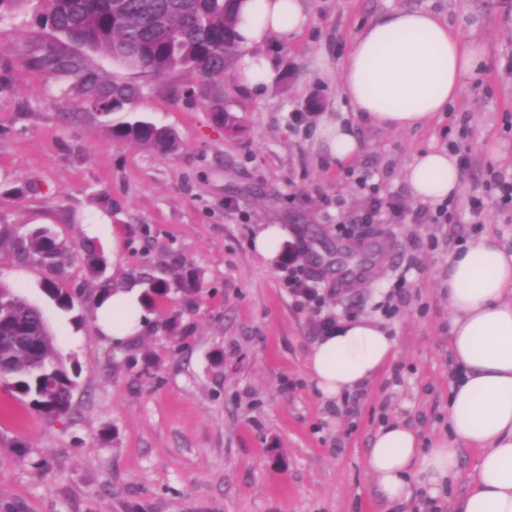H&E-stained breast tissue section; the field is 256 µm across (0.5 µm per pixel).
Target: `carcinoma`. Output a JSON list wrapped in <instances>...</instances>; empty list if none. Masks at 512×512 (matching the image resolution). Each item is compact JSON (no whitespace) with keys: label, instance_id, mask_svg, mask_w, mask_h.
Instances as JSON below:
<instances>
[{"label":"carcinoma","instance_id":"carcinoma-1","mask_svg":"<svg viewBox=\"0 0 512 512\" xmlns=\"http://www.w3.org/2000/svg\"><path fill=\"white\" fill-rule=\"evenodd\" d=\"M40 23L55 41L26 59L35 70L69 73L79 80L87 105L98 104L105 113L125 112L112 125V139L161 154L180 148L176 132L137 115L144 86L161 83L176 70H187L208 92L210 109L229 130L239 129L238 117L224 106V76L240 55L237 43V0H47ZM112 58L133 81H108L88 65L87 53ZM13 245L22 263L38 262L50 276L43 282L46 295L62 310L74 307L75 298L52 276L67 266L71 250L45 229L21 234L16 225L0 223V245ZM89 271L100 278L96 304L101 306L116 291V282L103 277L108 259L88 243L83 249ZM137 278L147 288L140 302L147 311L167 297L171 282L145 269ZM183 306L198 303L196 273L183 269L175 278ZM0 379L11 386L30 408L49 421L65 417L75 384L69 377L40 308L15 289L0 283Z\"/></svg>","mask_w":512,"mask_h":512}]
</instances>
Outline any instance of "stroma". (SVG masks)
<instances>
[{
	"label": "stroma",
	"mask_w": 512,
	"mask_h": 512,
	"mask_svg": "<svg viewBox=\"0 0 512 512\" xmlns=\"http://www.w3.org/2000/svg\"><path fill=\"white\" fill-rule=\"evenodd\" d=\"M310 26L271 53L277 75L255 98L234 74L224 103L241 130L215 122L203 93L172 98L176 71L146 88L138 105L176 131L163 156L113 142L115 114L90 109L76 77L27 67L50 42L44 0L0 15V220L45 227L80 248H103L108 275L129 281L151 267L162 277L182 260L199 275L205 301L184 314L182 338L148 330L137 338V371L108 359L96 319L98 280L74 258L66 274L73 311L42 290V268L0 247V282L39 306L75 383L66 420L50 423L0 382V512H455L468 484L412 485L390 505L366 469L376 432L402 423L423 442L448 435V398L459 378L449 348L448 266L492 236L512 248V209L498 203L512 181V0H311ZM395 8L423 9L483 48L478 77L430 125L391 131L356 120L319 76L316 61L341 67L360 30ZM302 121H295V114ZM352 122L361 153L344 162L316 143L323 115ZM460 145L468 158L445 224L389 216L362 222L359 179L419 207L403 170L429 149ZM484 203L479 216L473 199ZM278 224L298 265L310 272L324 310L377 319L395 339L379 375L335 403L309 376L319 312L298 308L281 284L284 263L251 247L255 228ZM356 225L376 253L369 277L345 281L326 255ZM401 292L397 310L387 297Z\"/></svg>",
	"instance_id": "stroma-1"
}]
</instances>
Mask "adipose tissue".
<instances>
[{"mask_svg": "<svg viewBox=\"0 0 512 512\" xmlns=\"http://www.w3.org/2000/svg\"><path fill=\"white\" fill-rule=\"evenodd\" d=\"M241 56L236 79L263 97L275 76L271 46L303 32L309 0H240ZM482 50L450 31L436 14L393 10L364 28L341 72L323 65L358 120L403 131L428 124L460 97L476 76ZM331 157L354 158L361 141L354 125L324 115L315 132ZM405 179L415 201L438 204L460 186L456 156L445 150L416 155ZM136 286L116 292L98 311L104 334L123 344L145 329ZM451 351L461 370L448 402V435L423 445L403 424L380 428L366 457L384 498L404 500L412 484L438 486L467 476L456 512H512V249L489 239L460 251L448 270ZM395 340L369 317L344 318L335 335L313 345L307 369L322 395L333 399L362 388L394 355ZM479 451L472 472L460 470L461 448Z\"/></svg>", "mask_w": 512, "mask_h": 512, "instance_id": "1", "label": "adipose tissue"}]
</instances>
